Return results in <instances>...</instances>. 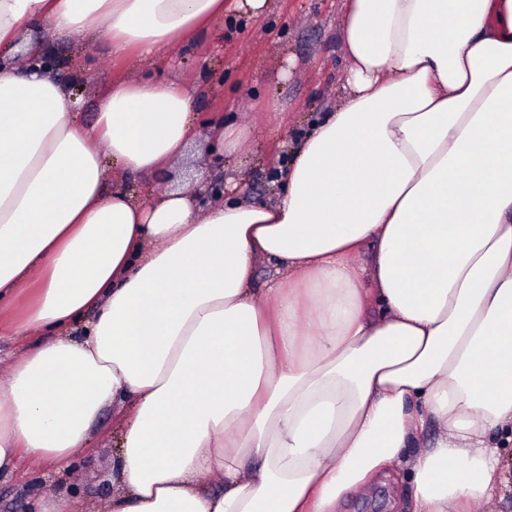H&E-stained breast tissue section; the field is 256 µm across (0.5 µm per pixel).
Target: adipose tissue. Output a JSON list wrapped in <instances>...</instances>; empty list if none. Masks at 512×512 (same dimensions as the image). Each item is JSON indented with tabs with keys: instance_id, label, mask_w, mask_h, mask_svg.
<instances>
[{
	"instance_id": "ef3b65f1",
	"label": "adipose tissue",
	"mask_w": 512,
	"mask_h": 512,
	"mask_svg": "<svg viewBox=\"0 0 512 512\" xmlns=\"http://www.w3.org/2000/svg\"><path fill=\"white\" fill-rule=\"evenodd\" d=\"M224 10L0 0V324L29 339L0 474L69 468L112 403L107 512H340L397 471L405 512H478L512 444V0H344L342 102L272 203L139 198L191 93L121 81L87 124L30 60L77 32L150 60Z\"/></svg>"
}]
</instances>
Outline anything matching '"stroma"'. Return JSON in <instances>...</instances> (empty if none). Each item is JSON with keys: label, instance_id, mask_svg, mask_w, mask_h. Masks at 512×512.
<instances>
[{"label": "stroma", "instance_id": "1", "mask_svg": "<svg viewBox=\"0 0 512 512\" xmlns=\"http://www.w3.org/2000/svg\"><path fill=\"white\" fill-rule=\"evenodd\" d=\"M264 17L255 19L225 11L218 23L221 38L205 35L153 66L131 56L108 55L105 35H76L51 45L61 62L59 74L70 79L69 64L80 59L83 76L77 86L84 120L94 118V101L114 77H160L208 87L195 97L193 110L201 124L224 117L245 127L236 154L216 152L201 134L188 162L166 173L133 181L136 192L183 183L193 175L206 180L233 176L234 194L249 203H269L285 184L283 175L294 141L308 122L332 106L343 93L340 77L347 66L340 30L341 0H273ZM119 444L111 407L97 418L86 448L67 470L49 462L28 464L22 473L0 475V512H24L32 493L62 496L71 512H105L112 494L110 469ZM410 493L408 482L376 480L352 492L344 512H392V502Z\"/></svg>", "mask_w": 512, "mask_h": 512}]
</instances>
